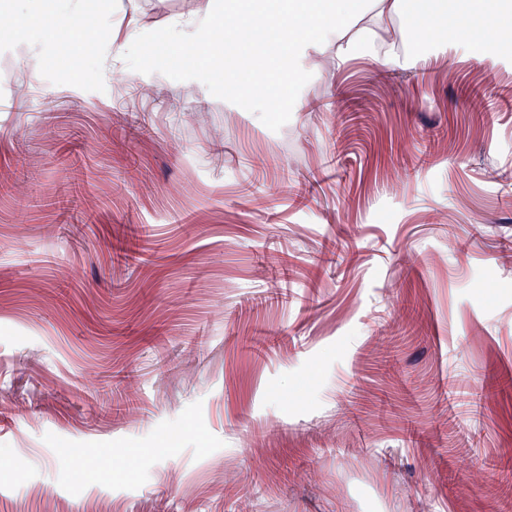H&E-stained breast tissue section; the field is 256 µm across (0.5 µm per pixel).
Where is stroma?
Segmentation results:
<instances>
[{"label":"stroma","instance_id":"obj_1","mask_svg":"<svg viewBox=\"0 0 512 512\" xmlns=\"http://www.w3.org/2000/svg\"><path fill=\"white\" fill-rule=\"evenodd\" d=\"M197 9L232 20L86 0L66 55L54 11L0 30V512H512V50L315 52L259 111L208 39L165 55ZM261 265L266 270V276L274 285V291L271 292L273 299H288V279H290V266L288 263V254L282 250L273 249Z\"/></svg>","mask_w":512,"mask_h":512}]
</instances>
